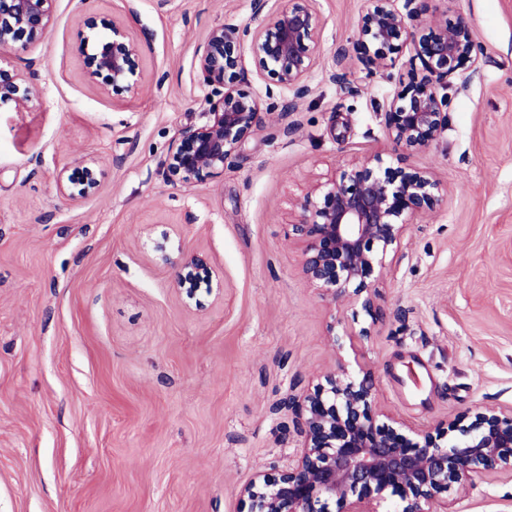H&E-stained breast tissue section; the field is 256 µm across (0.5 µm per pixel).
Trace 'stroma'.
<instances>
[{
	"label": "stroma",
	"mask_w": 512,
	"mask_h": 512,
	"mask_svg": "<svg viewBox=\"0 0 512 512\" xmlns=\"http://www.w3.org/2000/svg\"><path fill=\"white\" fill-rule=\"evenodd\" d=\"M314 7L308 92L278 97L295 112L202 182L168 183L159 163L207 106L197 47L251 23L253 0H56L41 43L0 53L36 73L26 110L0 106V512H242L239 487L298 444L281 401L337 367L371 371L380 408L417 428L512 407V0L454 6L484 55L450 79L447 130L404 156L451 192L388 256L371 316L303 277L291 225L311 181L393 153L385 104L422 66L405 47L369 74L364 0ZM116 19L142 45L138 93L86 75L82 35ZM80 157L99 186L73 200L57 175ZM195 255L209 277L192 304L174 264ZM448 502L512 512V476Z\"/></svg>",
	"instance_id": "35a3bbf8"
}]
</instances>
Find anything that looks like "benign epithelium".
<instances>
[{
    "label": "benign epithelium",
    "instance_id": "7a95c632",
    "mask_svg": "<svg viewBox=\"0 0 512 512\" xmlns=\"http://www.w3.org/2000/svg\"><path fill=\"white\" fill-rule=\"evenodd\" d=\"M266 0H254L253 27L218 23L195 52V66L208 88V107L185 113L179 138L160 163L167 182L201 181L234 162L262 124L261 114L288 91L299 96L321 52L320 22L314 0H284L262 15ZM427 0H366L359 36L372 46L362 64L385 75L392 54L410 45L422 64V77L386 105L389 139L404 150L429 147L448 127V79L464 62L477 64L481 45L470 22L448 10L432 12L436 32L419 35ZM55 0H0V50L40 43L54 19ZM250 52L271 83L264 95L237 87L245 52ZM141 44L120 20L112 35L85 53L89 79L114 91L142 88ZM33 73L0 68V105L18 109L33 99ZM79 176L58 175L60 191L71 199L93 195L99 186L97 163L77 162ZM448 197V185L426 169L393 165L377 153L360 165L339 168L325 183L309 186L299 203L292 233L303 245L302 272L332 299L361 302L370 313L377 289L371 277L383 270L410 224L434 211ZM202 256L177 265V286L196 297ZM297 412L301 444L288 468L276 475L254 474L239 491L247 512H376L372 500L398 497L393 512H450L448 492L473 484L484 473H512V408L479 412L467 425L445 432L415 429L378 406L370 372L353 377L339 368L302 397L288 398Z\"/></svg>",
    "mask_w": 512,
    "mask_h": 512
}]
</instances>
